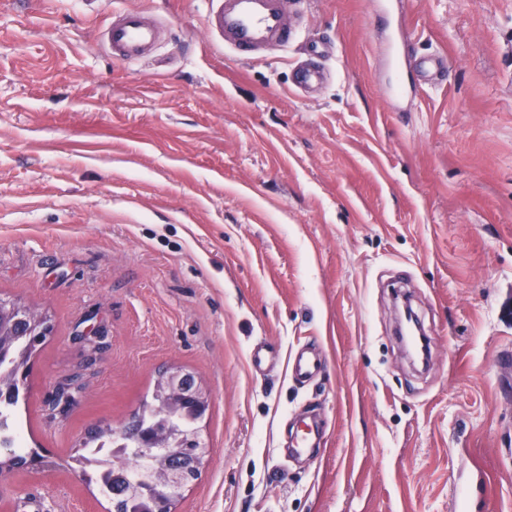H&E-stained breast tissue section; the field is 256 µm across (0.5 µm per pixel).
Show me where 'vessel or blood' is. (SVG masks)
<instances>
[{
  "mask_svg": "<svg viewBox=\"0 0 512 512\" xmlns=\"http://www.w3.org/2000/svg\"><path fill=\"white\" fill-rule=\"evenodd\" d=\"M204 31L223 42L237 58H256L266 46L290 45L297 36L300 11L286 0H207ZM160 27L148 11L126 9L113 17L105 31V47L114 59L138 60L151 53ZM321 364L320 354L295 352L289 360L294 379L311 377Z\"/></svg>",
  "mask_w": 512,
  "mask_h": 512,
  "instance_id": "1",
  "label": "vessel or blood"
}]
</instances>
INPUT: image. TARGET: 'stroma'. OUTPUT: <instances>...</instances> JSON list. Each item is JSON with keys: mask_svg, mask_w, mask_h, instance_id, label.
<instances>
[{"mask_svg": "<svg viewBox=\"0 0 512 512\" xmlns=\"http://www.w3.org/2000/svg\"><path fill=\"white\" fill-rule=\"evenodd\" d=\"M376 3L303 0L291 45L241 61L204 0H0V297L53 325L19 408L46 464L0 474V512H112L63 462L172 367L210 398L175 512H463L479 476L482 512H512V0H403L395 47ZM125 8L166 26L130 63L101 39ZM394 48L443 80L398 93ZM309 59L328 78L303 93ZM306 345L324 361L298 382ZM305 410L315 459L285 445Z\"/></svg>", "mask_w": 512, "mask_h": 512, "instance_id": "1", "label": "stroma"}]
</instances>
